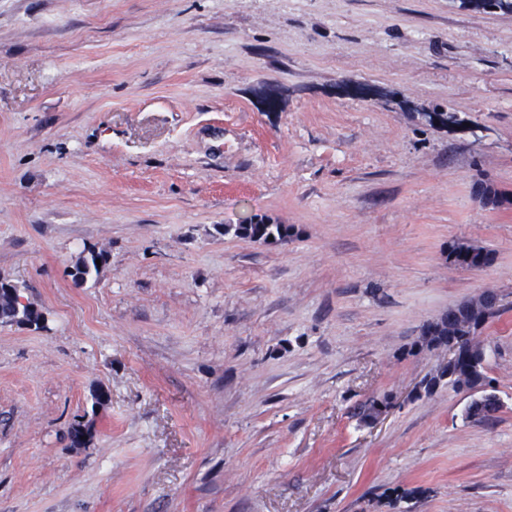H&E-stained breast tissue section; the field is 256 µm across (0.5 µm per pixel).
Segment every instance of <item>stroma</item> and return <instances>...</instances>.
<instances>
[{
    "instance_id": "1",
    "label": "stroma",
    "mask_w": 512,
    "mask_h": 512,
    "mask_svg": "<svg viewBox=\"0 0 512 512\" xmlns=\"http://www.w3.org/2000/svg\"><path fill=\"white\" fill-rule=\"evenodd\" d=\"M0 276V512H512V12L0 0ZM487 288L491 423L411 349ZM231 229L234 230L236 236L263 243L286 241L290 236L288 225L272 224L263 219L254 223L250 220L249 223L237 224L234 228L227 227L225 232H229ZM269 237H273V240H269ZM472 251L470 258L462 257L463 252ZM451 252L455 256L454 264L461 267L470 268L472 266H490L495 259V252L485 246H479L468 242H456L451 245ZM87 252V255H83L78 258L76 263L72 267L71 276L77 282H84L87 280L92 273H97L99 267L104 266L107 263V255L104 251H96L95 248L84 249L82 253ZM101 260V266H98L96 260ZM30 314L20 304L17 305L13 294L0 293V324H24L29 325Z\"/></svg>"
}]
</instances>
